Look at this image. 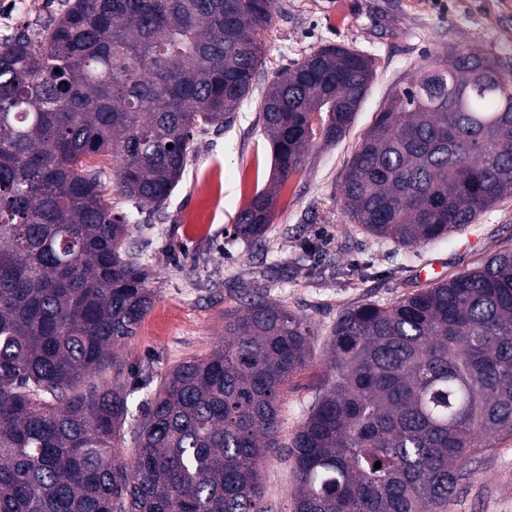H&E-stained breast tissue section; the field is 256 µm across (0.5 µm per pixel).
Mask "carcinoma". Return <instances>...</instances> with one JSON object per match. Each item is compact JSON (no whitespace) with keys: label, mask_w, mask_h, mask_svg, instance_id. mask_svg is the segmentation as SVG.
I'll return each mask as SVG.
<instances>
[{"label":"carcinoma","mask_w":512,"mask_h":512,"mask_svg":"<svg viewBox=\"0 0 512 512\" xmlns=\"http://www.w3.org/2000/svg\"><path fill=\"white\" fill-rule=\"evenodd\" d=\"M274 6L63 0L0 42V512H267L261 463L284 447L283 387L315 324L273 284H238L224 340L171 367L145 407L131 464L117 460L133 392L117 349L155 300L131 219L168 199L195 130L234 120ZM373 77L370 57L326 45L270 85L275 186L315 139L345 135ZM96 156L118 164L112 185ZM341 195L348 219L404 248L512 195V68L434 55L378 113ZM273 205L257 193L234 235L259 239ZM326 358L289 445L294 512H443L473 458L512 436V250L342 311Z\"/></svg>","instance_id":"1"}]
</instances>
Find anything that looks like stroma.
I'll return each instance as SVG.
<instances>
[{
  "mask_svg": "<svg viewBox=\"0 0 512 512\" xmlns=\"http://www.w3.org/2000/svg\"><path fill=\"white\" fill-rule=\"evenodd\" d=\"M54 10L50 0H0V40ZM332 44L372 57L376 76L343 138L314 141L280 190L264 237L246 244L234 236L236 217L273 176L260 100L295 61ZM451 46L479 48L512 66V0H276L265 55L233 124L197 132L182 180L159 211L132 227L155 291L136 336L118 350L134 388L132 416L155 391L142 385V370L159 380L179 362L209 353L224 338L225 311L240 305L236 283L263 273L282 283L272 298L306 314L318 330L309 366L282 394L280 439L291 442L326 369L325 342L341 311L394 302L512 249V196L414 248L367 234L342 211L344 174L387 97ZM293 470L287 455L263 463L270 512H294ZM446 512H512V438L477 457Z\"/></svg>",
  "mask_w": 512,
  "mask_h": 512,
  "instance_id": "1",
  "label": "stroma"
}]
</instances>
